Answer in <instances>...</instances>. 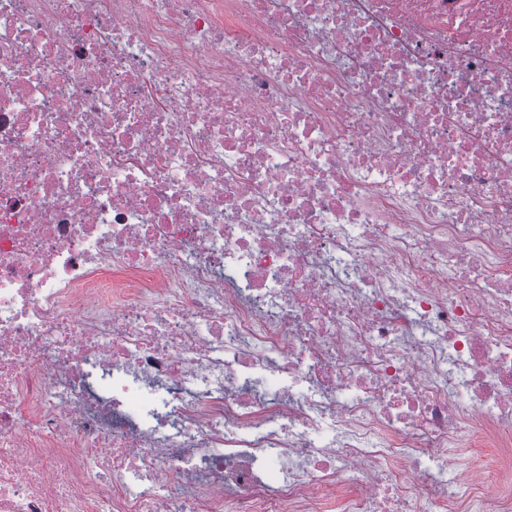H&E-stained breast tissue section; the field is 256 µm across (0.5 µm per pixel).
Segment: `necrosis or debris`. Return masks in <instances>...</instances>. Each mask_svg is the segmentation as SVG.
<instances>
[{
  "instance_id": "1",
  "label": "necrosis or debris",
  "mask_w": 512,
  "mask_h": 512,
  "mask_svg": "<svg viewBox=\"0 0 512 512\" xmlns=\"http://www.w3.org/2000/svg\"><path fill=\"white\" fill-rule=\"evenodd\" d=\"M511 478L512 0H0V512Z\"/></svg>"
}]
</instances>
